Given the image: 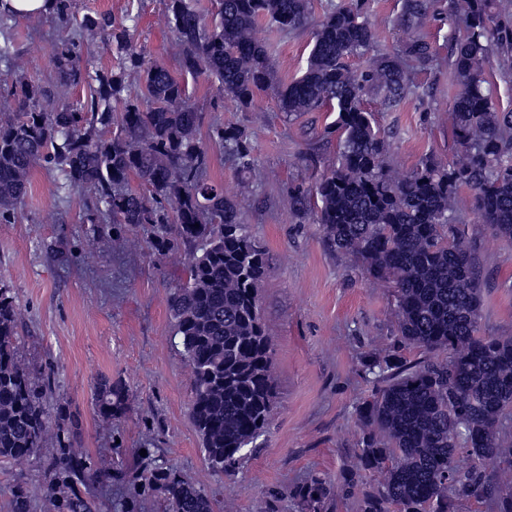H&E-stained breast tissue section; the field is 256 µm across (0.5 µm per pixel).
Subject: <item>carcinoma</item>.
<instances>
[{
  "label": "carcinoma",
  "instance_id": "obj_1",
  "mask_svg": "<svg viewBox=\"0 0 512 512\" xmlns=\"http://www.w3.org/2000/svg\"><path fill=\"white\" fill-rule=\"evenodd\" d=\"M200 0H163L182 46L181 71L216 86L219 100L241 109L273 88L280 111L337 112L336 165L310 190L288 198L299 219L313 217L332 252L354 258L370 276L393 287L395 326L382 354L365 361L375 390L356 413L363 432L361 469L375 477L363 492V512H458L462 498L481 501L498 492L504 475L487 465L502 454L503 419L512 414V336L479 332L481 289L470 242L458 226L456 198L475 193L482 223L512 239V111L501 110L485 67L495 61L512 75V12L501 0H451V66L460 92L448 119L457 135L455 159L420 157L412 171L388 164L387 135L365 108L376 96L383 112H398L419 97L411 75L431 69V44L416 34L396 53L378 48L366 0H328L322 17L310 0H212L205 22ZM435 0H402L394 25L419 29ZM49 14L68 28L54 58L58 82L20 76L10 88L17 111L0 118V222H11L27 195L30 176L45 167L63 176L65 194L82 195L86 224L148 225L160 255L182 252L186 279L170 293L175 336L193 376L190 418L204 459L233 470L240 453L264 433L276 396L273 352L259 288L268 274L265 249L240 217L224 185L209 176L201 116L188 83L163 65L145 61L130 28L110 13L75 21L73 0H53ZM13 15L0 12V63L13 65ZM270 24L284 35L310 28L303 74L275 84L274 59L258 37ZM114 52L111 68L89 65L95 38ZM370 56L362 70L347 60ZM85 87L89 96L59 100V89ZM220 143L243 174L257 158L249 132L216 125ZM21 313L10 288L0 285V462L36 455L53 443L49 479L34 489L17 486L12 512H95L91 486H112L110 470H94L74 446L78 421L60 407L46 409L49 378L22 362ZM414 346L424 357L411 362ZM128 389L102 379L95 390L98 417L108 422L128 407ZM467 454L461 468L457 456ZM162 512H214L197 487L161 465ZM333 485L318 481L303 494L309 512H322Z\"/></svg>",
  "mask_w": 512,
  "mask_h": 512
}]
</instances>
